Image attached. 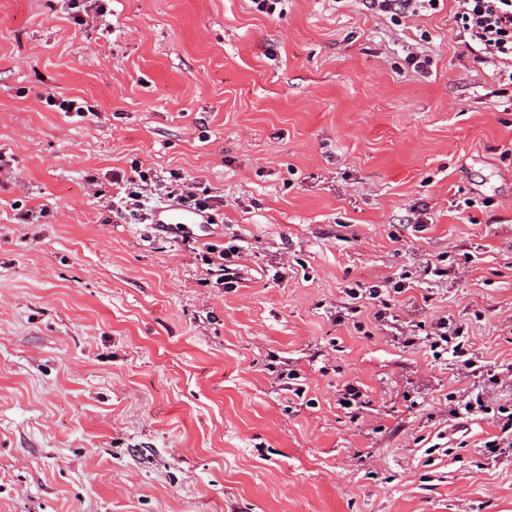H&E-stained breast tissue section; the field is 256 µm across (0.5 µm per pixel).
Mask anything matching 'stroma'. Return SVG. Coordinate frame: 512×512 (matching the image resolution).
Here are the masks:
<instances>
[{
  "label": "stroma",
  "mask_w": 512,
  "mask_h": 512,
  "mask_svg": "<svg viewBox=\"0 0 512 512\" xmlns=\"http://www.w3.org/2000/svg\"><path fill=\"white\" fill-rule=\"evenodd\" d=\"M102 6L0 0V512H512V447L448 414L512 408V88L452 0ZM135 163L217 195L210 223L100 206ZM204 243L241 247L240 286ZM442 319L478 373L403 347ZM368 9L381 13H393V15L410 13L411 15H418V11L422 8H427L425 3L430 9H435L437 3L434 0H367ZM204 219V218H203ZM197 214L184 212L179 208L170 207L155 213L153 224L169 230V232L183 229L186 224H204Z\"/></svg>",
  "instance_id": "35a3bbf8"
}]
</instances>
